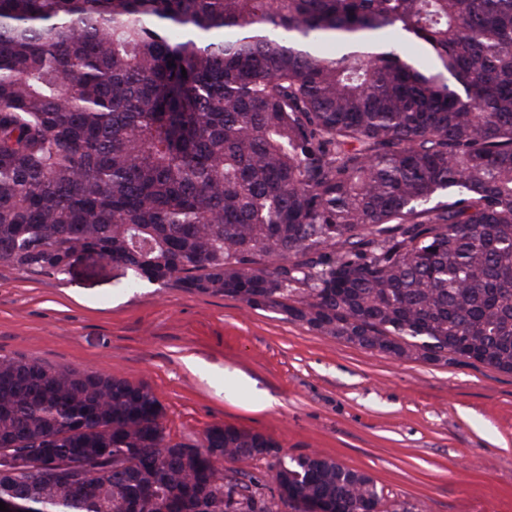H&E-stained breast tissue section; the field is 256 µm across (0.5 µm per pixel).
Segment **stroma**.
Returning <instances> with one entry per match:
<instances>
[{
	"mask_svg": "<svg viewBox=\"0 0 512 512\" xmlns=\"http://www.w3.org/2000/svg\"><path fill=\"white\" fill-rule=\"evenodd\" d=\"M97 255L0 266V355L148 385L175 442L217 423L368 472L382 512H512V374L398 359Z\"/></svg>",
	"mask_w": 512,
	"mask_h": 512,
	"instance_id": "1",
	"label": "stroma"
}]
</instances>
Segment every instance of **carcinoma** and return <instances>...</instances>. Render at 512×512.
Returning a JSON list of instances; mask_svg holds the SVG:
<instances>
[{
    "instance_id": "obj_1",
    "label": "carcinoma",
    "mask_w": 512,
    "mask_h": 512,
    "mask_svg": "<svg viewBox=\"0 0 512 512\" xmlns=\"http://www.w3.org/2000/svg\"><path fill=\"white\" fill-rule=\"evenodd\" d=\"M85 253L512 373V0H0V265ZM275 447L173 443L148 385L0 356V501L31 512H380L332 457L268 494L224 467Z\"/></svg>"
}]
</instances>
